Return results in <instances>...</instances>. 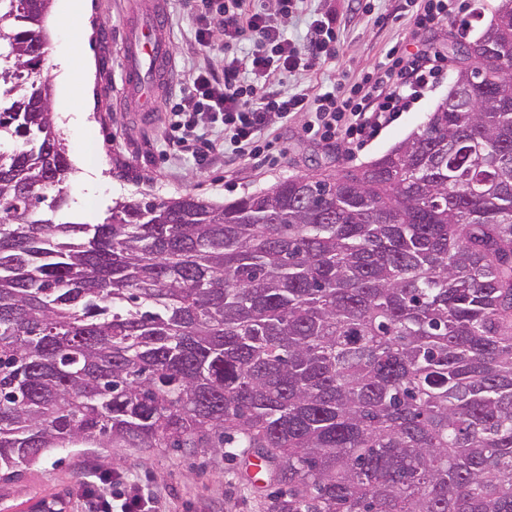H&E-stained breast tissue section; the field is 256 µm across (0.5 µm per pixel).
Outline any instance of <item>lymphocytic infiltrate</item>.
I'll return each mask as SVG.
<instances>
[{
	"label": "lymphocytic infiltrate",
	"mask_w": 512,
	"mask_h": 512,
	"mask_svg": "<svg viewBox=\"0 0 512 512\" xmlns=\"http://www.w3.org/2000/svg\"><path fill=\"white\" fill-rule=\"evenodd\" d=\"M298 3L274 0L269 7L255 0H200L196 40L201 46H210L219 37L229 47L246 32L252 36V45L244 55L225 56L223 78L207 70L198 72L172 107L175 143L197 164L211 161L221 143L235 158L252 156L265 131L298 114L305 118L306 133L355 154L421 99L448 61L427 47L413 51L394 47L379 63L374 79L351 89L333 85L314 96L270 90L277 76L312 69L329 55L336 41L338 16L329 9L310 24V51H300L284 29L285 19L296 12ZM216 129L223 131V140L211 139ZM165 507L158 494L133 484L119 501L97 498L93 512H164Z\"/></svg>",
	"instance_id": "obj_1"
}]
</instances>
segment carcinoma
Returning a JSON list of instances; mask_svg holds the SVG:
<instances>
[{"instance_id":"1","label":"carcinoma","mask_w":512,"mask_h":512,"mask_svg":"<svg viewBox=\"0 0 512 512\" xmlns=\"http://www.w3.org/2000/svg\"><path fill=\"white\" fill-rule=\"evenodd\" d=\"M52 0H0V477L251 448L271 512H512V0L486 72L354 168L70 219Z\"/></svg>"}]
</instances>
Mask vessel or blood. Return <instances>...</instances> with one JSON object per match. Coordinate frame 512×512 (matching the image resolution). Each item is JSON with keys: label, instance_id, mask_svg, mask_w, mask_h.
<instances>
[{"label": "vessel or blood", "instance_id": "vessel-or-blood-1", "mask_svg": "<svg viewBox=\"0 0 512 512\" xmlns=\"http://www.w3.org/2000/svg\"><path fill=\"white\" fill-rule=\"evenodd\" d=\"M160 12L136 15L125 31L124 94L133 106L149 111L168 74L169 46Z\"/></svg>", "mask_w": 512, "mask_h": 512}]
</instances>
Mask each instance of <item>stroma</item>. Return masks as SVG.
I'll use <instances>...</instances> for the list:
<instances>
[{
  "label": "stroma",
  "instance_id": "35a3bbf8",
  "mask_svg": "<svg viewBox=\"0 0 512 512\" xmlns=\"http://www.w3.org/2000/svg\"><path fill=\"white\" fill-rule=\"evenodd\" d=\"M83 13H70L54 0L42 34L47 41L43 73L54 87V119L73 170L68 180L70 211L98 223L113 200L145 191L162 198L193 193L219 202L267 188L279 180L314 171L358 166L383 154L421 126L453 81L441 82L364 150L341 155L308 139L301 119L270 133L273 148L255 160L215 157L205 167L168 140L171 106L193 74L220 70L224 43L198 45L193 0H162L171 53V83L161 87L154 114L144 121L123 103L122 33L142 0H84ZM420 0H339L340 32L330 55L314 68L277 77L275 88L315 94L333 83L351 85L398 43L418 41L412 10ZM79 86L87 109L75 121L66 107L69 89ZM253 452L221 453L183 448H94L82 446L46 458L15 482L0 481V512H86L87 491L118 496L130 484L158 492L176 512H266L268 481H254Z\"/></svg>",
  "mask_w": 512,
  "mask_h": 512
}]
</instances>
